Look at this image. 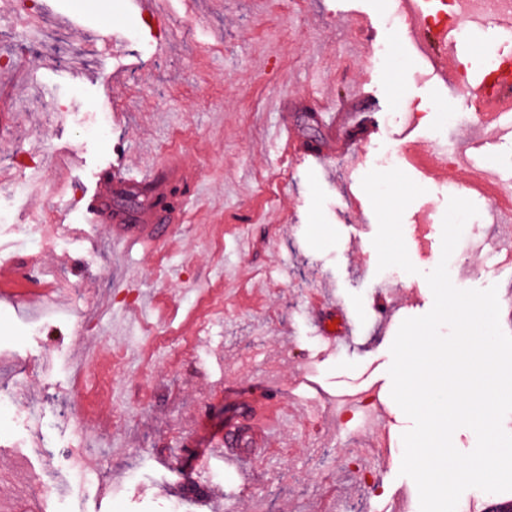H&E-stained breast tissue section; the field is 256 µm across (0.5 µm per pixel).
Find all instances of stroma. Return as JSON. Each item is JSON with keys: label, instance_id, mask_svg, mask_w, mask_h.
I'll use <instances>...</instances> for the list:
<instances>
[{"label": "stroma", "instance_id": "1", "mask_svg": "<svg viewBox=\"0 0 512 512\" xmlns=\"http://www.w3.org/2000/svg\"><path fill=\"white\" fill-rule=\"evenodd\" d=\"M398 0H169L164 16L132 15L130 0H39L44 27L0 13V56H9L14 112L0 122V267L40 259L51 300L0 294V384H23L27 397L0 414V512H317L324 481H341L351 512H420L415 482L375 464L360 482L351 460L360 427L339 417L337 402L374 392L399 455L411 420L391 397V345L401 323L426 314L424 278L442 256L450 197H467L455 166L427 169L426 148L470 150L471 129L450 121L468 102L431 78L409 50L410 21L391 22ZM105 49L66 61L71 42L89 34ZM384 62H377L378 50ZM368 98L379 131L364 168L350 169L334 148L296 159L271 140L287 119L303 139L323 144L314 115L323 94L344 98L351 85ZM194 156L196 187H183V221L160 224L180 247L127 251L116 224H91L75 207L80 190L115 196L113 160L137 172L141 151ZM423 187L402 217L416 268L379 269L372 240L378 221L362 188L385 153ZM41 175L40 190L19 187ZM64 213L53 236L35 223ZM34 225L31 234L22 228ZM457 288L496 287L501 329L512 335V266L486 250L454 249ZM479 276H471L474 268ZM349 307L353 344L330 346L309 304L319 289ZM395 291L396 313L382 322L377 289ZM208 332H200V321ZM140 338L127 348L126 333ZM273 379L291 401L317 403L324 434L311 438L300 415L265 445L226 454L242 473L209 456L235 426L225 411ZM44 404L30 428L26 405ZM92 402V424L111 429L118 449L72 461L71 427L58 407ZM140 477L131 480L127 460ZM67 475L62 492L41 484Z\"/></svg>", "mask_w": 512, "mask_h": 512}]
</instances>
